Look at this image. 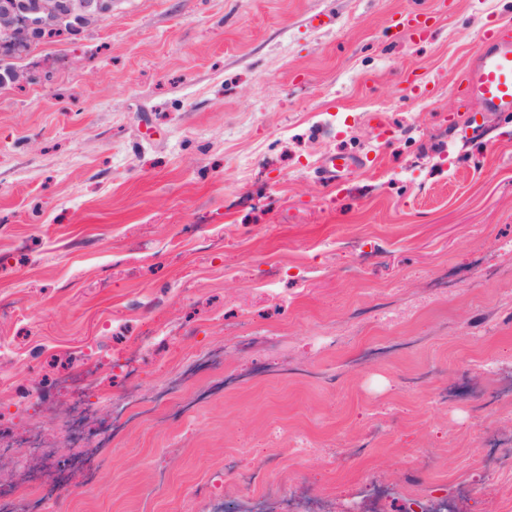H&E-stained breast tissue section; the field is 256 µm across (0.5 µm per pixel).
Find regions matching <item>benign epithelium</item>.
I'll use <instances>...</instances> for the list:
<instances>
[{
    "instance_id": "1",
    "label": "benign epithelium",
    "mask_w": 512,
    "mask_h": 512,
    "mask_svg": "<svg viewBox=\"0 0 512 512\" xmlns=\"http://www.w3.org/2000/svg\"><path fill=\"white\" fill-rule=\"evenodd\" d=\"M114 0H0V45L16 48L41 35L77 31L112 16ZM26 79L24 72L0 69V88Z\"/></svg>"
}]
</instances>
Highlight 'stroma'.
<instances>
[{"label": "stroma", "mask_w": 512, "mask_h": 512, "mask_svg": "<svg viewBox=\"0 0 512 512\" xmlns=\"http://www.w3.org/2000/svg\"><path fill=\"white\" fill-rule=\"evenodd\" d=\"M495 27L512 0H115L14 55L33 78L0 88V431L35 401L50 437L0 481L54 512H342L365 482L403 491L374 512L450 484L456 512H512L483 442L512 455V114L458 96ZM332 155L358 160L336 186ZM85 368L103 408L176 391L78 455L82 481H45L52 381Z\"/></svg>", "instance_id": "35a3bbf8"}]
</instances>
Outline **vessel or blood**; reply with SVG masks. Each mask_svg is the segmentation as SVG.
I'll use <instances>...</instances> for the list:
<instances>
[{"label": "vessel or blood", "instance_id": "vessel-or-blood-1", "mask_svg": "<svg viewBox=\"0 0 512 512\" xmlns=\"http://www.w3.org/2000/svg\"><path fill=\"white\" fill-rule=\"evenodd\" d=\"M462 93L490 112H512V38L489 32L473 53Z\"/></svg>", "mask_w": 512, "mask_h": 512}]
</instances>
